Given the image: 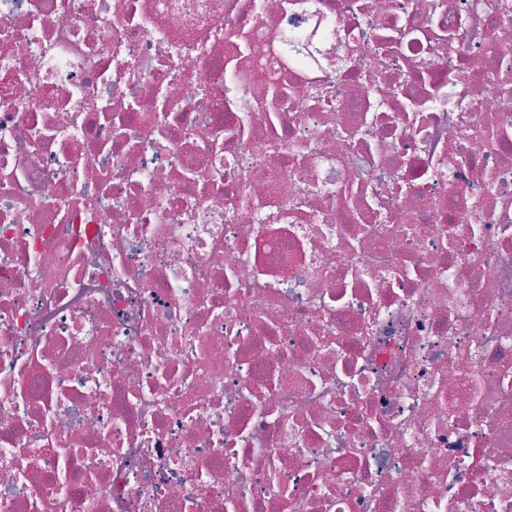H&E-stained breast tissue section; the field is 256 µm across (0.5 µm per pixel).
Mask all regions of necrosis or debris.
<instances>
[{"mask_svg":"<svg viewBox=\"0 0 512 512\" xmlns=\"http://www.w3.org/2000/svg\"><path fill=\"white\" fill-rule=\"evenodd\" d=\"M504 76L512 0H0V512H512Z\"/></svg>","mask_w":512,"mask_h":512,"instance_id":"obj_1","label":"necrosis or debris"}]
</instances>
